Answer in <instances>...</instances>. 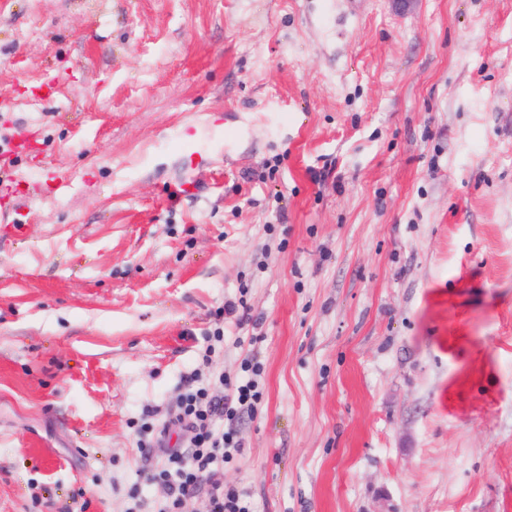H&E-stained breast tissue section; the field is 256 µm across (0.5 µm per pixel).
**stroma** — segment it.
Listing matches in <instances>:
<instances>
[{"label": "stroma", "instance_id": "stroma-1", "mask_svg": "<svg viewBox=\"0 0 512 512\" xmlns=\"http://www.w3.org/2000/svg\"><path fill=\"white\" fill-rule=\"evenodd\" d=\"M0 177V512L152 499L217 328L253 512H512V0H0ZM157 416L154 410L146 411V418L138 428V451L143 455L145 461H152L155 449L161 447L166 432V422L160 423L154 417Z\"/></svg>", "mask_w": 512, "mask_h": 512}]
</instances>
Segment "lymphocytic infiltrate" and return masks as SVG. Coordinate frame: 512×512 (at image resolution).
Masks as SVG:
<instances>
[{
  "mask_svg": "<svg viewBox=\"0 0 512 512\" xmlns=\"http://www.w3.org/2000/svg\"><path fill=\"white\" fill-rule=\"evenodd\" d=\"M241 371V377L233 381L225 380L223 372L215 373V382L225 385L223 396L206 387L191 388L181 395L175 419L190 436L159 460L153 454L162 443L166 426L156 420L154 411H147L138 428V450L149 461L147 476L161 493L152 510L136 501L127 512H183L185 502L202 489L207 492L206 512H251L244 494L217 477L225 463L242 451L235 424L252 414L263 398L258 382L263 364L258 354L244 358Z\"/></svg>",
  "mask_w": 512,
  "mask_h": 512,
  "instance_id": "f902f5d3",
  "label": "lymphocytic infiltrate"
}]
</instances>
